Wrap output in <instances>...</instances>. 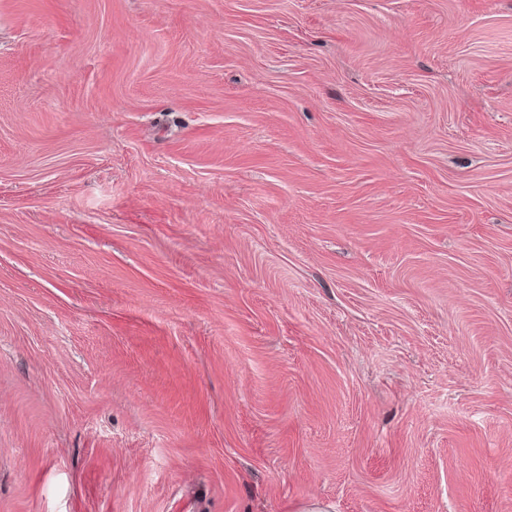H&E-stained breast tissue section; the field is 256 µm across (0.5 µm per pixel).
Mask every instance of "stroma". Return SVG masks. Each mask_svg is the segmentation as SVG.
Returning <instances> with one entry per match:
<instances>
[{
    "instance_id": "35a3bbf8",
    "label": "stroma",
    "mask_w": 512,
    "mask_h": 512,
    "mask_svg": "<svg viewBox=\"0 0 512 512\" xmlns=\"http://www.w3.org/2000/svg\"><path fill=\"white\" fill-rule=\"evenodd\" d=\"M512 512V0H0V512Z\"/></svg>"
}]
</instances>
